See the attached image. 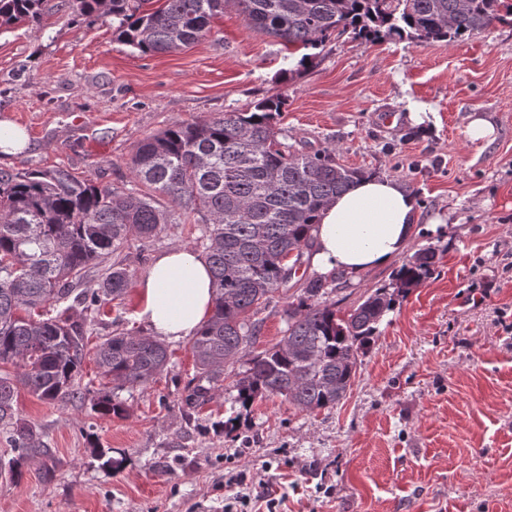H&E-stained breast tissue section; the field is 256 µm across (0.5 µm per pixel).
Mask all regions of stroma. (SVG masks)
I'll use <instances>...</instances> for the list:
<instances>
[{
    "mask_svg": "<svg viewBox=\"0 0 512 512\" xmlns=\"http://www.w3.org/2000/svg\"><path fill=\"white\" fill-rule=\"evenodd\" d=\"M300 58L231 0L210 35L167 54H141L112 24L76 20L67 0H46L39 22L0 27V118L28 137L1 168L62 167L123 186L144 137L279 95L289 144L336 146L341 164L402 182L420 209L407 254L441 251L432 277L384 316L335 409L274 397L243 413L226 391L189 421L188 339L167 341L169 363L153 382L120 391L95 350L118 332L149 335L136 317L138 280L158 253L198 248L204 227L185 215L124 249L134 281L86 340L80 397L18 393L19 419L51 450L24 461L20 482L3 470L15 452L0 428V512H224L230 472L277 512H512V24L450 44L347 34L307 65ZM477 116L492 123L491 143L468 139ZM396 270L344 277L341 313ZM112 390L124 418L93 408Z\"/></svg>",
    "mask_w": 512,
    "mask_h": 512,
    "instance_id": "obj_1",
    "label": "stroma"
}]
</instances>
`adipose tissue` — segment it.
Returning <instances> with one entry per match:
<instances>
[{"mask_svg": "<svg viewBox=\"0 0 512 512\" xmlns=\"http://www.w3.org/2000/svg\"><path fill=\"white\" fill-rule=\"evenodd\" d=\"M419 220L416 198L397 180L370 176L336 196L313 230L317 273L358 275L391 265ZM138 318L171 340L191 336L211 314L214 288L206 258L188 247L159 253L141 280Z\"/></svg>", "mask_w": 512, "mask_h": 512, "instance_id": "1", "label": "adipose tissue"}]
</instances>
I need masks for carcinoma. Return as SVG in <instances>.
<instances>
[{"label":"carcinoma","instance_id":"1","mask_svg":"<svg viewBox=\"0 0 512 512\" xmlns=\"http://www.w3.org/2000/svg\"><path fill=\"white\" fill-rule=\"evenodd\" d=\"M72 0L77 17L118 21L117 38L142 54L188 48L211 31L226 0ZM43 0H0V26L36 22ZM255 30L303 49L351 33L374 40L396 36L438 43L463 40L512 17V0H236ZM285 99H261L250 112H226L168 128L136 144V184L114 188L79 180L64 168L14 172L0 168V426L11 429L23 459L48 456L36 426L15 417L22 385L39 398H75L85 338L109 298L128 287L130 273L114 259L133 239L150 240L175 218L165 197L205 225L202 245L211 269L212 314L194 334L196 373L184 387L190 420L223 391L244 410L281 397L307 412L335 408L356 378L359 357L396 300L434 271L439 249H418L389 285L337 315L328 296L340 277L292 283L312 254L320 208L367 175L337 161L336 148L314 152L284 142L277 127ZM98 287H83L90 269ZM299 287V294L288 292ZM287 299V329L252 353L275 294ZM63 306L55 315L47 309ZM249 356L247 367L235 364ZM106 377L125 387L147 385L168 364L167 347L151 336L116 333L96 350ZM100 414L125 417L123 403L102 395Z\"/></svg>","mask_w":512,"mask_h":512}]
</instances>
